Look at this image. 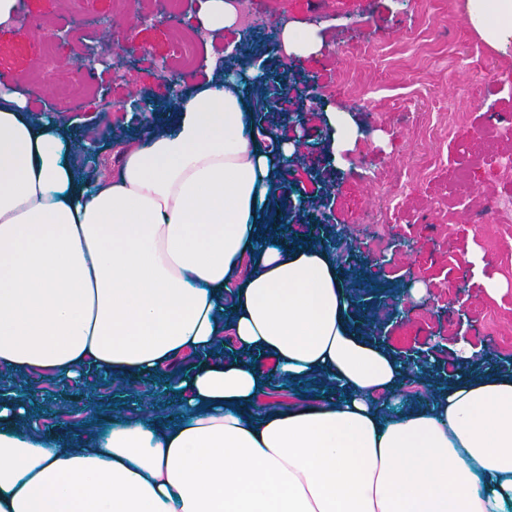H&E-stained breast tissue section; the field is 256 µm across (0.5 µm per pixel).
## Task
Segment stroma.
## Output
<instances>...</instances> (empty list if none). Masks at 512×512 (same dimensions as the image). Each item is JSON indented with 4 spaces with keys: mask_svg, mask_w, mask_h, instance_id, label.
I'll list each match as a JSON object with an SVG mask.
<instances>
[{
    "mask_svg": "<svg viewBox=\"0 0 512 512\" xmlns=\"http://www.w3.org/2000/svg\"><path fill=\"white\" fill-rule=\"evenodd\" d=\"M253 7L301 25L321 18L324 47L315 59L285 65L262 40L248 48L280 88L309 86L322 97L298 116L279 106L270 129L265 92L247 102L259 141L272 133L316 145L284 181L289 193L325 212L291 224L292 235L303 236L325 215L347 230L336 264L361 280L357 299L371 305L382 343L398 356L433 351L444 373L465 343L487 351V363L512 369V291L493 299L481 283L496 274L512 281V210L487 208L512 199V182L501 172L504 154H512V52L492 49L465 26L466 0H413L406 11L398 0H253ZM178 12L176 25L131 28L130 10L116 0H26L25 22L0 27V85L22 92L34 118L72 120L77 135L106 104L113 133L148 136L124 102L136 90L169 100L157 61L171 54L174 33L190 32L191 0H179ZM84 14L120 19L115 36L128 55L120 75L96 61L90 78L67 66L68 58L94 47V29L49 45L34 33L36 24ZM483 62L494 80L476 75ZM330 108L349 111L361 132L341 164L319 148ZM473 250L484 255L479 276L466 261ZM417 281L428 289L421 299L409 294ZM126 394L104 375L82 388L44 385L39 424L52 426L66 410L72 422L83 423L78 404L108 398L119 407Z\"/></svg>",
    "mask_w": 512,
    "mask_h": 512,
    "instance_id": "obj_1",
    "label": "stroma"
}]
</instances>
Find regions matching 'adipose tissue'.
<instances>
[{
  "mask_svg": "<svg viewBox=\"0 0 512 512\" xmlns=\"http://www.w3.org/2000/svg\"><path fill=\"white\" fill-rule=\"evenodd\" d=\"M466 23L512 49V0H467ZM248 96L191 83L95 175L69 123L0 93V372L31 377L0 395V512H512V371L465 348L389 411L408 366L356 318L322 228L268 219L295 146L256 142ZM326 122L343 162L360 129ZM92 371L169 413L91 403L39 430V386Z\"/></svg>",
  "mask_w": 512,
  "mask_h": 512,
  "instance_id": "obj_1",
  "label": "adipose tissue"
}]
</instances>
